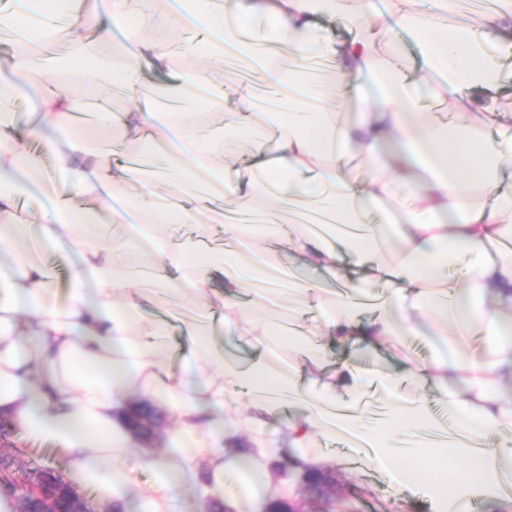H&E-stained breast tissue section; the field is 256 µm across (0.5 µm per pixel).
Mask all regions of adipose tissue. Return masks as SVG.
Instances as JSON below:
<instances>
[{
    "label": "adipose tissue",
    "mask_w": 512,
    "mask_h": 512,
    "mask_svg": "<svg viewBox=\"0 0 512 512\" xmlns=\"http://www.w3.org/2000/svg\"><path fill=\"white\" fill-rule=\"evenodd\" d=\"M458 0H166L163 15L132 13L128 0H70L56 14L47 0H10L0 38L19 45L0 65V110L36 76L33 59L64 64L81 99L49 88L0 121V412L34 443L67 456L65 478L97 502L124 501L127 459L155 468L131 512H178L195 463L205 477L202 505L233 493L253 512L271 482L275 450L224 459V431L250 410L255 430L278 422L296 450V470H320L313 436L353 434L355 448L395 486H420L433 512H468L476 501L512 512V127L498 97L512 88V42L496 32L512 23V0H499L473 24L447 26ZM350 14L357 34L321 40L318 17ZM279 28L275 51L251 35L255 23ZM202 33L189 45L194 64L171 83V101L197 98L195 112L174 113L145 92L144 71L173 68L172 35ZM420 48L423 78L448 100V119L415 111L400 54L401 37ZM323 42L331 72L355 106L334 107L308 51ZM113 60L112 86L130 107L111 123L154 159L113 171L86 152L104 126L74 124L83 100L104 93L90 75L100 54ZM260 73L295 93L285 123L240 167L213 131L224 119V92L206 62ZM482 99L473 100L474 91ZM394 147L402 174L387 171L382 145ZM62 173L43 179L45 157ZM371 167L352 175L353 160ZM196 180L215 199L262 214L288 199L289 231L277 224H228L224 246L195 250L169 227L194 225L210 237L211 208L198 198L171 208L168 196ZM76 260L60 273L49 256ZM287 267L289 289L268 326L244 314L241 290L265 301L272 271ZM224 276L223 291L211 286ZM185 309L180 340L157 301ZM444 337L447 353L427 361L406 351L422 325ZM372 354L403 355L404 373L433 387L447 416L399 378L376 369L384 412L361 430L360 372L349 360L323 369L326 340ZM164 406L176 423L179 459L166 466L141 455L121 424L122 391ZM417 438L398 447V432Z\"/></svg>",
    "instance_id": "adipose-tissue-1"
}]
</instances>
